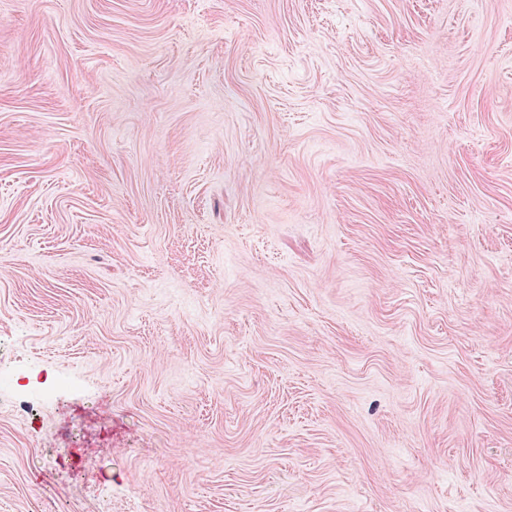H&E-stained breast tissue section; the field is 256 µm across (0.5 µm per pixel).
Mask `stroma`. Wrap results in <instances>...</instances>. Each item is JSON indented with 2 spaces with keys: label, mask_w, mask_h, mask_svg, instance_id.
I'll return each mask as SVG.
<instances>
[{
  "label": "stroma",
  "mask_w": 512,
  "mask_h": 512,
  "mask_svg": "<svg viewBox=\"0 0 512 512\" xmlns=\"http://www.w3.org/2000/svg\"><path fill=\"white\" fill-rule=\"evenodd\" d=\"M0 512H512V0H0Z\"/></svg>",
  "instance_id": "stroma-1"
}]
</instances>
